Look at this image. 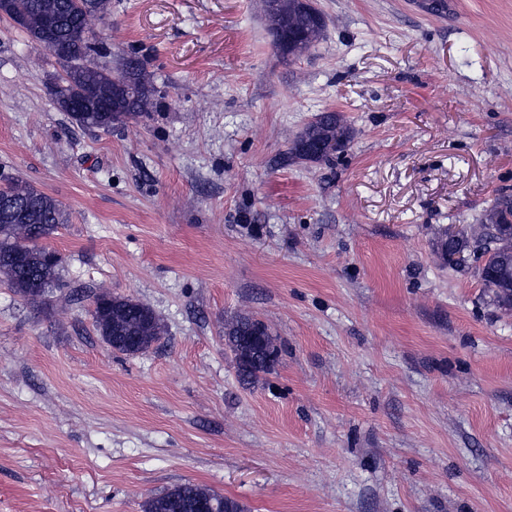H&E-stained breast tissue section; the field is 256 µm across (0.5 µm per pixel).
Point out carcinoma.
Listing matches in <instances>:
<instances>
[{
	"mask_svg": "<svg viewBox=\"0 0 512 512\" xmlns=\"http://www.w3.org/2000/svg\"><path fill=\"white\" fill-rule=\"evenodd\" d=\"M270 31L283 41L293 38L285 51L297 56L322 39L324 15L303 0H264ZM111 11V0H10L8 13L18 21L31 40L40 38L52 26V39L66 46L69 59L60 61L63 73L52 85L51 96L66 97L74 103L66 111L70 120L83 128L110 132L151 116L158 108L159 91L150 82L143 58L135 53L123 59L122 68L100 65L94 57L100 47L92 39L93 23ZM352 128L335 111L316 114L292 141L293 158L327 163L345 151ZM491 225V233L478 243L468 234L436 242L443 260L464 254L476 276L501 309L512 310V194L502 192L484 214L481 223ZM66 223L65 211L54 197L13 179L0 189V276L22 296L35 301L48 288L60 287L58 255L39 245L58 226ZM93 320L101 336L122 342L137 337L119 352L134 355L150 348L163 334L160 320L145 303L101 292L94 299ZM224 345L234 357L239 382L250 387L259 376L271 372L279 358H271L268 348L281 354L277 337L261 321L242 316L224 325ZM206 503L210 512H244L243 506L219 493L185 482L149 497L143 512H196Z\"/></svg>",
	"mask_w": 512,
	"mask_h": 512,
	"instance_id": "1",
	"label": "carcinoma"
}]
</instances>
